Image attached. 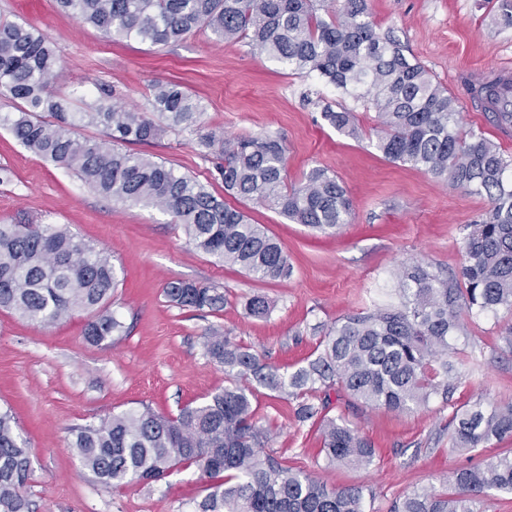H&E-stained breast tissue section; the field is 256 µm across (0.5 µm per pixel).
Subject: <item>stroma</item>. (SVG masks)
Instances as JSON below:
<instances>
[{"label":"stroma","instance_id":"35a3bbf8","mask_svg":"<svg viewBox=\"0 0 512 512\" xmlns=\"http://www.w3.org/2000/svg\"><path fill=\"white\" fill-rule=\"evenodd\" d=\"M378 31L393 30L407 56L458 101L465 128L483 132L512 157V127L496 122L470 102V80L485 68L512 66V26L500 18L498 0H367ZM0 20L44 34L58 53V92L84 111L96 84L113 89L131 108L147 104L155 84L182 85L205 110L206 128L226 137L280 138L287 148L288 183L310 169L335 174L352 203L348 224L323 235L292 223L277 210L235 201L252 223L263 225L288 254L292 276L260 280L188 244L168 215L141 205L107 201L74 172L46 161L0 129V224L32 219L65 224L84 240L107 248L120 271L112 308L127 332L94 345L86 341L85 315L40 326L0 310V407L11 409L27 440L32 473L26 488L33 512H197L207 484L197 468L165 481L107 488L96 482L67 446L70 427L126 410L150 407L174 414L223 389L224 370L203 347L210 328L252 346L264 360L289 370L314 358L322 331L337 319L390 301L393 273L419 263L451 275L463 255L464 228L487 209L485 198L438 183L411 164L392 162L375 147L376 111L315 76L289 74L240 43H225L198 30L171 46L115 41L80 25L56 0H0ZM355 113L353 139L321 118L324 106ZM141 152L223 195L214 163L196 136L168 132ZM222 288L228 297L217 313L170 305L162 290L171 281ZM259 295L274 307L265 319L246 315L243 297ZM456 337L462 383L455 405L512 402V351L492 316ZM258 415L271 433L270 451L331 487L369 491L366 512H387L404 492L441 487L469 455L450 447L451 408L441 402L414 412L371 409L332 401L331 415L346 419L376 451L372 466L327 465L322 436L297 424L294 404L278 393H255Z\"/></svg>","mask_w":512,"mask_h":512}]
</instances>
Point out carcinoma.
Listing matches in <instances>:
<instances>
[{"instance_id": "1", "label": "carcinoma", "mask_w": 512, "mask_h": 512, "mask_svg": "<svg viewBox=\"0 0 512 512\" xmlns=\"http://www.w3.org/2000/svg\"><path fill=\"white\" fill-rule=\"evenodd\" d=\"M82 25L105 35L151 46L180 41L206 28L226 43L242 42L294 75L315 73L376 110V148L390 161L410 163L433 178L487 199L488 210L468 225L459 274L405 265L395 274L398 303L373 305L336 320L324 333L317 355L295 371L280 372L251 347L218 328L205 337L208 357L224 368V389L166 416L146 406L114 413L69 429L67 447L97 481L117 488L132 481L158 483L178 468L196 467L209 479L200 512H366L363 489L333 488L293 470L266 451L269 429L261 425L252 398L256 387L295 402L298 424L322 432L329 465L355 468L373 463L371 442L343 416L329 415L330 391L370 408L407 412L435 399L448 405L462 377L448 355L452 337L464 336L462 314H491L503 322L502 338L512 350V159L485 135L460 126L456 99L405 54L388 30L377 31L366 0H344L322 8L317 0H57ZM324 14H319V10ZM57 55L35 29L0 23V94L19 101L0 114L7 129L35 155L73 170L104 199L160 209L184 229L197 251L267 280H284L293 267L281 244L247 215L207 187L153 157L125 149L146 144L166 130L199 133L204 155L215 158L224 192L273 206L295 224L327 233L341 229L351 201L338 178L311 169L297 185L284 180L285 148L269 136L229 139L203 130L204 109L178 83H158L151 111L118 102L100 89L84 112L54 86ZM500 121L498 81L479 90ZM49 119H44L43 114ZM336 130L357 139L349 110L322 112ZM96 126L103 139L80 136ZM119 273L112 255L59 224H0V309L49 326L75 312H88L84 335L101 344L124 332L110 308ZM163 294L182 310L216 313L226 296L214 286L170 282ZM247 315L266 318L268 300L243 302ZM451 447L466 453L512 437V402L452 407ZM30 450L10 410H0V512H32L26 494ZM444 489L407 492L388 512H480L491 490L512 494V450L483 456L452 471Z\"/></svg>"}]
</instances>
